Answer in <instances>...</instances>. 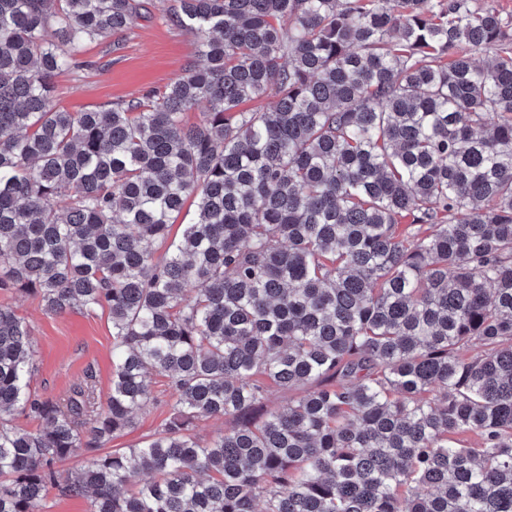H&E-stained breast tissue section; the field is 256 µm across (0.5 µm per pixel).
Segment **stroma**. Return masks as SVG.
Returning <instances> with one entry per match:
<instances>
[{
    "label": "stroma",
    "mask_w": 512,
    "mask_h": 512,
    "mask_svg": "<svg viewBox=\"0 0 512 512\" xmlns=\"http://www.w3.org/2000/svg\"><path fill=\"white\" fill-rule=\"evenodd\" d=\"M175 0H144L142 14L125 31L86 43L80 67L55 78V103L71 112L110 108L113 103L164 88L186 68L199 64V39L168 17ZM0 305L10 306L31 327L34 357L30 390L58 397L92 372L95 398L105 404L111 385L112 322L108 311L88 314L46 311L39 297L0 289ZM155 397L132 428L110 440L107 450L144 445L169 416L170 391L164 378L152 383Z\"/></svg>",
    "instance_id": "stroma-1"
}]
</instances>
